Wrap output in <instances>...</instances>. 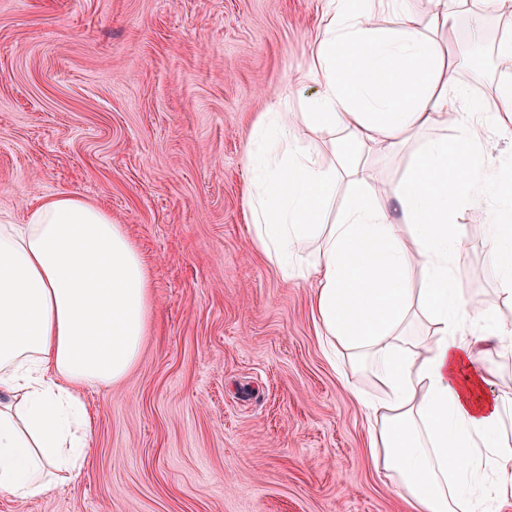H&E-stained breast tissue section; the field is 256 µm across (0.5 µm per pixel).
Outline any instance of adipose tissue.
I'll return each mask as SVG.
<instances>
[{"mask_svg": "<svg viewBox=\"0 0 512 512\" xmlns=\"http://www.w3.org/2000/svg\"><path fill=\"white\" fill-rule=\"evenodd\" d=\"M448 12L419 23L406 0H336L306 71L315 96L299 112L262 113L245 148L250 242L286 278L314 280L312 319L328 359L369 362L384 392L362 399L376 471L414 512H498L512 492L500 434L512 398L491 391L475 349L486 319L459 286L465 205H484L489 267L512 284V225L498 204L512 184L486 175L482 130L512 124V79L492 118L449 105L469 96L442 46ZM408 171L367 192L370 157L398 153L430 126ZM349 145L331 164L312 135ZM359 185L342 216L332 204ZM318 241L314 261L303 241ZM151 280L122 225L72 194L0 224V490L26 501L82 469L87 389L123 379L151 313ZM430 318L413 342L411 319Z\"/></svg>", "mask_w": 512, "mask_h": 512, "instance_id": "obj_1", "label": "adipose tissue"}]
</instances>
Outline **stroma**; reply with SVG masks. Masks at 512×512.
I'll use <instances>...</instances> for the list:
<instances>
[{
  "instance_id": "stroma-1",
  "label": "stroma",
  "mask_w": 512,
  "mask_h": 512,
  "mask_svg": "<svg viewBox=\"0 0 512 512\" xmlns=\"http://www.w3.org/2000/svg\"><path fill=\"white\" fill-rule=\"evenodd\" d=\"M328 0H0V219L27 223L70 193L123 225L151 275L153 313L120 383L91 388L82 470L0 512H407L371 466L359 395L369 367L341 376L311 316L315 289L284 278L250 243L245 145L260 113L316 92L296 76ZM457 81L493 111L494 27L512 12L448 0ZM374 159L399 178L424 142ZM492 172L512 177V127L486 126ZM470 243L461 283L512 325V289L488 266L482 206L456 217ZM512 392V350L477 345Z\"/></svg>"
}]
</instances>
